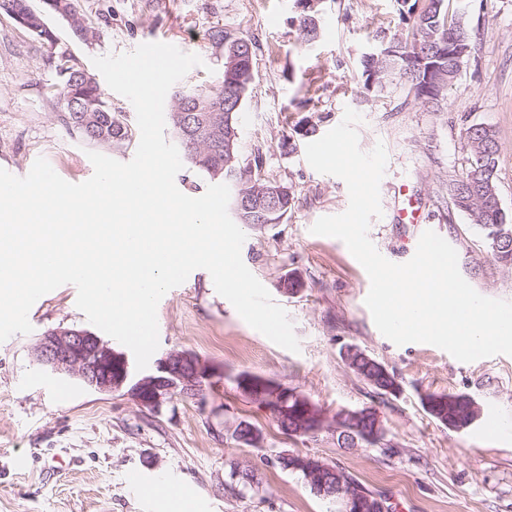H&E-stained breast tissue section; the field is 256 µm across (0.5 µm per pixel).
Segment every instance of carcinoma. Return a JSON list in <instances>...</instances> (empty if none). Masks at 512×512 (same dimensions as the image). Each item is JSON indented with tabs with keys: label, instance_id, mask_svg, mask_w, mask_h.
Masks as SVG:
<instances>
[{
	"label": "carcinoma",
	"instance_id": "obj_1",
	"mask_svg": "<svg viewBox=\"0 0 512 512\" xmlns=\"http://www.w3.org/2000/svg\"><path fill=\"white\" fill-rule=\"evenodd\" d=\"M62 18L71 17L73 34L83 41L98 36L94 23L77 11L74 0H53ZM319 0H298L303 6L298 20L301 42L312 44L321 37L314 22ZM401 0V28L393 31L383 22L375 23L376 46L388 54L363 58L365 87L382 91L391 85H403L424 106L438 108L458 81L464 63L475 53L472 30L464 15L452 8L451 0ZM251 48L243 69L255 67L256 46L251 38L228 31L222 25L210 27L208 45L216 56H229L235 44ZM55 71L64 78L58 86H49L47 95L57 101L69 132L92 145L124 147L133 140L132 129L112 110L105 93L94 80L81 79L85 69L71 55L61 52L52 57ZM254 83L243 85L222 72L214 85H197L173 91L168 120L179 151L200 173L231 187L233 194L253 197L256 186L232 183L224 174V128L239 130L242 107ZM465 151L462 173L449 184L455 209L465 213L471 223L486 231L492 258L512 269V223L499 204L498 157L500 145L492 127L461 129ZM348 367L379 395H394L399 385L393 373L379 370V361L357 349L346 358ZM425 411L441 425L468 427L476 417L458 393H428L423 398ZM282 431L295 425L306 430L315 421L297 412L276 420Z\"/></svg>",
	"mask_w": 512,
	"mask_h": 512
}]
</instances>
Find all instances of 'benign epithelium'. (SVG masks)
<instances>
[{"mask_svg":"<svg viewBox=\"0 0 512 512\" xmlns=\"http://www.w3.org/2000/svg\"><path fill=\"white\" fill-rule=\"evenodd\" d=\"M287 190L271 183L264 188L258 199L246 198L238 202L234 213L251 208L262 215L280 207ZM37 362L57 372L72 374L86 386L105 393L123 392L138 405L157 410L172 395L198 397L204 381L211 377L208 367L189 352L172 353L161 359L156 371L136 376L128 357L104 343L95 333L85 329H56L44 333L34 348ZM240 390L263 402L273 416L288 411L293 404L299 411L312 415L318 421L320 414L314 412L312 402L298 392L271 380H256L250 376L238 379ZM336 431H353L362 440L380 437L382 421L370 409L343 410L334 419ZM300 466L316 490H324L332 483L334 469L319 460L306 458ZM342 512H388L380 499L369 497L354 499L350 495L340 499Z\"/></svg>","mask_w":512,"mask_h":512,"instance_id":"obj_1","label":"benign epithelium"}]
</instances>
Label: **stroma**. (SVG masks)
Here are the masks:
<instances>
[{
    "mask_svg": "<svg viewBox=\"0 0 512 512\" xmlns=\"http://www.w3.org/2000/svg\"><path fill=\"white\" fill-rule=\"evenodd\" d=\"M99 30L96 40L73 36L60 16L45 13L57 36L42 47L0 14V168L26 176L45 158L64 180L93 174L88 144L71 135L44 95L56 82L51 50L73 55L85 70L93 58L126 53L163 38L198 54L185 84L215 83L222 68L207 44L215 24L246 34L258 46L254 89L239 120L243 159L262 153L266 173L292 183L295 205L281 223L246 224L242 259L294 324L299 352L286 350L250 327L220 296L208 271L194 270L158 304L156 358L190 352L213 368L201 398L172 396L151 411L119 393H99L71 374H54L35 360L34 346L49 329L89 328L77 308V289L65 284L39 298L29 312L32 332L0 343V512H156L137 494L130 472L146 479H175L190 502L176 512H336L297 474L280 469L276 454H311L388 498L393 512H512V356L470 363L425 343L394 344L374 324L365 305L369 277L345 244L312 234L323 216L344 212L345 182L316 172L305 158L297 123L317 122L320 132L339 124L345 109L362 117L359 146L384 143L387 166L380 183L382 215L369 238L394 263L413 256L424 231L444 236L458 254L463 278L481 295L512 301V270L496 263L483 233L455 210L448 184L461 171L460 131L472 123L496 129L500 143L498 192L512 220V0H453L477 36L479 49L464 64L446 103L433 111L399 87L366 89L361 60L374 44L375 21L398 23V0H322L320 39L301 44L297 0H76ZM320 98L307 99L310 78ZM297 142L287 151L286 139ZM406 185L422 217L401 224L396 212ZM302 284L297 294L284 278ZM358 348L383 363L402 387L378 396L348 367ZM249 373L308 397L327 415L342 409L376 410L391 450L339 447L336 435L290 437L269 412L241 394L235 377ZM66 394H59V386ZM432 392L466 393L481 424L454 431L423 409ZM261 434L258 445L238 441L240 421ZM253 474V485L236 472Z\"/></svg>",
    "mask_w": 512,
    "mask_h": 512,
    "instance_id": "1",
    "label": "stroma"
}]
</instances>
